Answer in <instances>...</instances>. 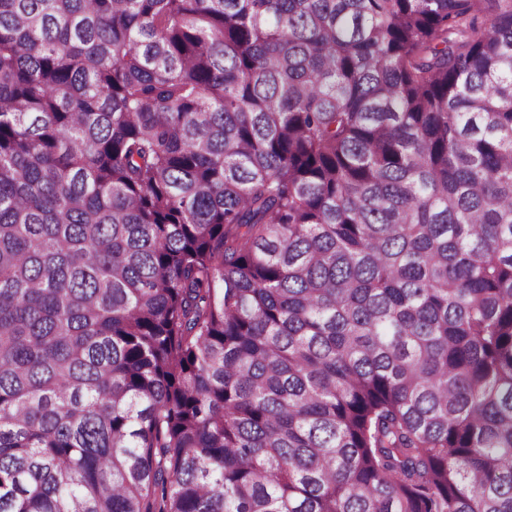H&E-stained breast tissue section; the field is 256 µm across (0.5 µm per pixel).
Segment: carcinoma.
Here are the masks:
<instances>
[{"label": "carcinoma", "instance_id": "1", "mask_svg": "<svg viewBox=\"0 0 512 512\" xmlns=\"http://www.w3.org/2000/svg\"><path fill=\"white\" fill-rule=\"evenodd\" d=\"M0 512H512V0H0Z\"/></svg>", "mask_w": 512, "mask_h": 512}]
</instances>
